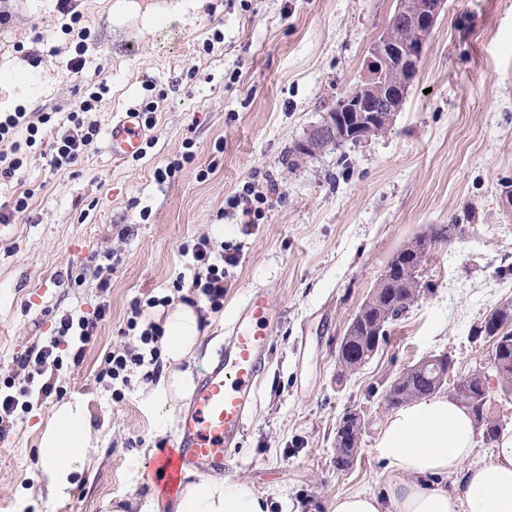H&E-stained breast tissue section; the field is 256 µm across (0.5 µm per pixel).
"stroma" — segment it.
Wrapping results in <instances>:
<instances>
[{
    "label": "stroma",
    "mask_w": 512,
    "mask_h": 512,
    "mask_svg": "<svg viewBox=\"0 0 512 512\" xmlns=\"http://www.w3.org/2000/svg\"><path fill=\"white\" fill-rule=\"evenodd\" d=\"M117 1L72 0L91 31L81 55L60 29L58 0H0L10 16L0 25V113L22 107L62 123L99 77L109 91L90 117L101 126L157 104L142 158L113 163L99 141L56 171L34 149L0 180L1 203L33 194L28 210L0 224V381L13 357L52 336L56 312L110 304L82 362L59 378L62 393L32 396L0 442V512H113L133 496L151 512H173L147 466L172 446L175 415L148 399L140 376L118 399L95 375L125 343L130 300L169 294L184 269L179 245L219 223L242 258L223 310L199 307L193 375L216 356L225 322L252 289H271L275 311L270 362L230 479L252 481L269 512H328L338 495L379 491L375 445L392 381L444 352L457 378L488 366L492 344L472 329L512 302V0H447L391 130L312 158L298 145L363 83L398 0ZM216 32L221 42L206 48ZM39 33L48 40L37 45ZM35 48L39 58H29ZM78 56L85 65L74 74L67 63ZM188 138L194 162L158 184L155 169L180 158ZM248 181L276 186L265 218H223L226 199ZM123 227L131 233L121 241ZM421 234L434 238L422 268L430 290L389 325L367 364L341 375L337 347L351 316L391 256ZM100 246L121 256L110 288L100 292L91 276L72 287L66 267H82ZM76 394L89 400L99 449L58 505L30 489L37 425ZM351 412L364 428L340 470L336 427Z\"/></svg>",
    "instance_id": "stroma-1"
}]
</instances>
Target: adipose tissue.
<instances>
[{"instance_id": "ef3b65f1", "label": "adipose tissue", "mask_w": 512, "mask_h": 512, "mask_svg": "<svg viewBox=\"0 0 512 512\" xmlns=\"http://www.w3.org/2000/svg\"><path fill=\"white\" fill-rule=\"evenodd\" d=\"M161 340L171 370L151 396L174 410L193 388L181 368L202 336L199 316L176 306ZM38 487L55 503L68 501L75 476L92 465L96 452L88 400L75 395L53 407L39 427ZM477 433L466 409L451 396L409 404L388 416L376 443L385 464L381 492L336 496L330 512H512V431H502L490 459L477 455ZM175 512H267L264 497L248 480L201 478L178 495Z\"/></svg>"}]
</instances>
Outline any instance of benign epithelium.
<instances>
[{
	"label": "benign epithelium",
	"mask_w": 512,
	"mask_h": 512,
	"mask_svg": "<svg viewBox=\"0 0 512 512\" xmlns=\"http://www.w3.org/2000/svg\"><path fill=\"white\" fill-rule=\"evenodd\" d=\"M445 3L398 0L391 21L371 44L364 84L345 93L339 105L324 114L305 141V154L326 149L338 138L362 143L377 126L390 129Z\"/></svg>",
	"instance_id": "7a95c632"
}]
</instances>
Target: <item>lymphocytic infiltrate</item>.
<instances>
[{"label": "lymphocytic infiltrate", "mask_w": 512, "mask_h": 512, "mask_svg": "<svg viewBox=\"0 0 512 512\" xmlns=\"http://www.w3.org/2000/svg\"><path fill=\"white\" fill-rule=\"evenodd\" d=\"M107 90L106 83H98L96 91L90 92L78 110L68 113L66 125L57 127L52 135H44L43 127L51 120L50 113H32L23 109L0 113V144L8 143L9 151H0V180L13 178L26 158V150L44 141L50 155L52 168L62 170L74 166L88 153L100 132L97 121L91 120L94 111ZM271 205L267 192L256 184L245 183L242 189L226 200L225 216L236 214L254 224L263 219ZM180 251L189 259L191 278L177 276L172 283L174 293L184 295V301L195 304L204 300L211 310L224 307V281L231 267L237 266L240 254L230 251L224 242L202 235L196 240L182 243ZM173 302L172 295L163 297L135 298L129 304L124 335L136 337V347L127 346L113 349L104 359L96 379L105 388H112L114 382L129 386L131 373H140L142 380L152 381L160 371L159 354L156 344L164 334L160 323L147 320L149 309L166 307ZM109 310L107 300H99L92 313L65 311L56 315L54 334L44 344L25 349L14 359L16 368L22 370L21 379H8L0 385V442L7 441L18 409H29L28 398L32 393L50 396L56 392L55 379L46 378L47 369L61 370L63 360L59 346L64 337H74L75 343L70 355L73 364H80L84 348L96 336L101 322Z\"/></svg>", "instance_id": "lymphocytic-infiltrate-1"}]
</instances>
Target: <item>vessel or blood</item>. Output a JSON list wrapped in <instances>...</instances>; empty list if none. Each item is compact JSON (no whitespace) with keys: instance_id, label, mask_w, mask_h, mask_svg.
I'll list each match as a JSON object with an SVG mask.
<instances>
[{"instance_id":"vessel-or-blood-1","label":"vessel or blood","mask_w":512,"mask_h":512,"mask_svg":"<svg viewBox=\"0 0 512 512\" xmlns=\"http://www.w3.org/2000/svg\"><path fill=\"white\" fill-rule=\"evenodd\" d=\"M148 132L141 113L113 121L105 150L123 161L140 153ZM273 308L267 289L247 295L224 328L220 354L198 380L188 407L178 416L175 442L157 461L162 490L174 488L189 470L228 473L258 400L271 354Z\"/></svg>"}]
</instances>
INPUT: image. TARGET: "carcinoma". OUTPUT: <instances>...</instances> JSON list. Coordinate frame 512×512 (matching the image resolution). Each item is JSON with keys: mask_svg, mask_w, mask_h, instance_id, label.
I'll use <instances>...</instances> for the list:
<instances>
[{"mask_svg": "<svg viewBox=\"0 0 512 512\" xmlns=\"http://www.w3.org/2000/svg\"><path fill=\"white\" fill-rule=\"evenodd\" d=\"M419 239L414 238L403 245L388 261L386 277L376 282V299L351 321L340 342L338 363L341 372H354L375 355L386 340L387 328L400 319L418 303L431 284L421 281L415 272L423 264ZM472 335L492 341L491 361L496 390L484 391L483 367L471 371L454 387V396L470 412L475 428L482 439L495 443L499 438L501 419L495 414L496 396L512 394V330L495 331L485 319L473 328ZM447 369L434 372L428 368L404 373L396 378L386 392V407L395 409L414 401L426 400L439 393L447 384ZM362 434L361 421L354 417L344 420L341 432L335 440L336 466L346 469L351 465L353 454Z\"/></svg>", "mask_w": 512, "mask_h": 512, "instance_id": "cac0c4a2", "label": "carcinoma"}]
</instances>
